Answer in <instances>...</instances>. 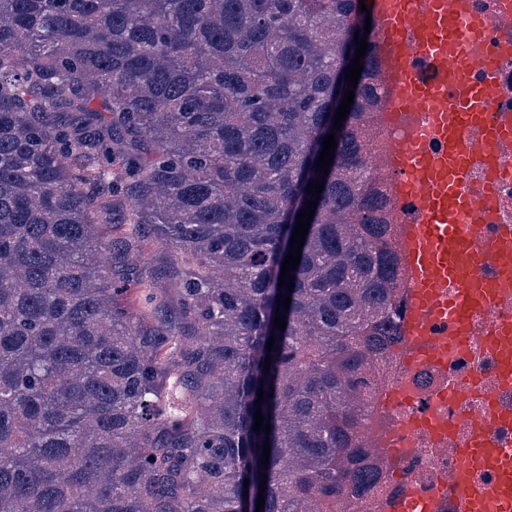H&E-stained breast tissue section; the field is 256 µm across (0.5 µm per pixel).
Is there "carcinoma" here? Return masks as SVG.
Masks as SVG:
<instances>
[{
    "label": "carcinoma",
    "mask_w": 512,
    "mask_h": 512,
    "mask_svg": "<svg viewBox=\"0 0 512 512\" xmlns=\"http://www.w3.org/2000/svg\"><path fill=\"white\" fill-rule=\"evenodd\" d=\"M358 4L0 0V512H256L263 479L262 512H341L377 490L370 372L406 300L376 45L333 128ZM146 225L191 263L152 332L109 265ZM386 109H387V99H386V101L384 103L383 112H381L382 114H380L381 117H382V119H381V128L383 130V133L379 137L380 141L382 143V146H385L387 144V151L385 153H383V154L378 155L375 158V166H376V169L379 172H381V174L385 178H389L391 176L392 177V181H393V173H392L391 169L388 167V165L386 163V158L388 156L389 149H390V140L394 136L395 132H394L393 128L391 127V125L387 121Z\"/></svg>",
    "instance_id": "cac0c4a2"
}]
</instances>
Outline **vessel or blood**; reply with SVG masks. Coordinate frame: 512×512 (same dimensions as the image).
<instances>
[{"label": "vessel or blood", "mask_w": 512, "mask_h": 512, "mask_svg": "<svg viewBox=\"0 0 512 512\" xmlns=\"http://www.w3.org/2000/svg\"><path fill=\"white\" fill-rule=\"evenodd\" d=\"M374 26L368 39L382 48L390 75L389 110L400 130L389 155L400 177L395 193L416 207L401 242L410 307L406 317L410 366L466 349L476 333L477 313L512 292V236L482 244L484 204L463 189L465 169L492 152L497 130L491 124L500 89L459 85L465 69L461 43L467 30L466 0H371ZM434 63L433 79H422L414 59ZM483 128L476 139L468 130ZM492 261L496 282L483 279L479 268ZM445 321L450 335L432 341L434 322ZM489 340L504 382H512V331L491 329ZM494 412L474 415L471 431L448 493L459 512H512V447L494 442ZM496 471L494 480L480 475Z\"/></svg>", "instance_id": "b4317fda"}]
</instances>
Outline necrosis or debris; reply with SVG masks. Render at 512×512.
<instances>
[{
  "mask_svg": "<svg viewBox=\"0 0 512 512\" xmlns=\"http://www.w3.org/2000/svg\"><path fill=\"white\" fill-rule=\"evenodd\" d=\"M468 8L478 22L474 30L478 53L464 72V82L477 89L492 81L502 90L494 113L500 132L496 150L488 159L471 164L465 173L468 188L489 201L483 239L491 242L512 234V0H468ZM478 320L479 335L471 339L465 352L449 355L445 363H425L412 371L403 359L389 360L382 382L389 389L403 391L405 401L386 409L380 426L366 442L381 492L356 497L355 512H390L407 493L429 496L445 488L459 463L458 450L469 440V429L436 439L424 430L405 433L404 424L410 419L447 415L450 385L470 387L460 412L495 410L499 419L492 436L496 442L512 446V384L502 382L499 361L483 337L490 327L512 320V294L482 310ZM403 440L409 442V451L397 457L384 456V449Z\"/></svg>",
  "mask_w": 512,
  "mask_h": 512,
  "instance_id": "1",
  "label": "necrosis or debris"
}]
</instances>
